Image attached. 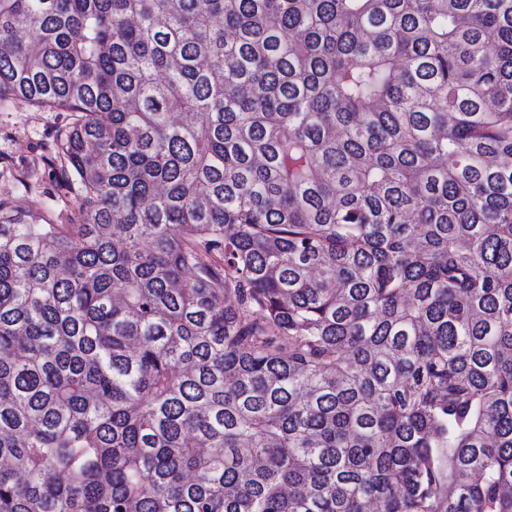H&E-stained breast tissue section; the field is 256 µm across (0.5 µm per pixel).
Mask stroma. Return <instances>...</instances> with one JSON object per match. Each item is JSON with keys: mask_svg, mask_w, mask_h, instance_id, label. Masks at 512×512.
Wrapping results in <instances>:
<instances>
[{"mask_svg": "<svg viewBox=\"0 0 512 512\" xmlns=\"http://www.w3.org/2000/svg\"><path fill=\"white\" fill-rule=\"evenodd\" d=\"M73 115L42 111L22 101L0 105V201L19 212L69 223L78 205L56 148Z\"/></svg>", "mask_w": 512, "mask_h": 512, "instance_id": "stroma-1", "label": "stroma"}]
</instances>
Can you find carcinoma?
<instances>
[{
  "instance_id": "cac0c4a2",
  "label": "carcinoma",
  "mask_w": 512,
  "mask_h": 512,
  "mask_svg": "<svg viewBox=\"0 0 512 512\" xmlns=\"http://www.w3.org/2000/svg\"><path fill=\"white\" fill-rule=\"evenodd\" d=\"M74 113L0 204V512H512V0H0Z\"/></svg>"
}]
</instances>
